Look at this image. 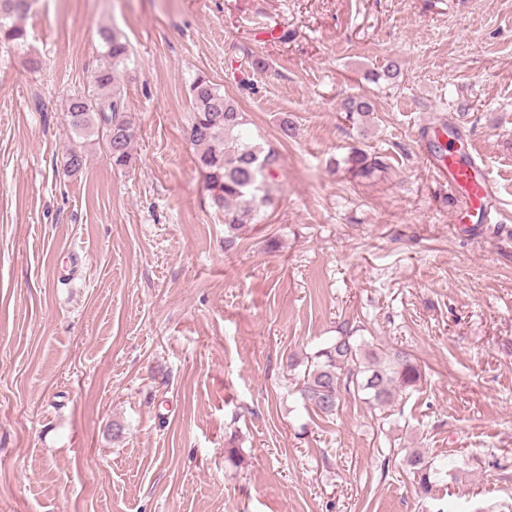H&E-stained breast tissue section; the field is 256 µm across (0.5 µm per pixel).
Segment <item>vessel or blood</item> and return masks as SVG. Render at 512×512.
<instances>
[{
	"instance_id": "b4317fda",
	"label": "vessel or blood",
	"mask_w": 512,
	"mask_h": 512,
	"mask_svg": "<svg viewBox=\"0 0 512 512\" xmlns=\"http://www.w3.org/2000/svg\"><path fill=\"white\" fill-rule=\"evenodd\" d=\"M443 161L435 163L433 170L437 179L447 184L449 194L456 205L454 223L475 213L490 216L496 210L497 184L486 171H478L472 159L459 156L453 146H445Z\"/></svg>"
}]
</instances>
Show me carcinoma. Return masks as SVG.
Returning <instances> with one entry per match:
<instances>
[{
	"instance_id": "cac0c4a2",
	"label": "carcinoma",
	"mask_w": 512,
	"mask_h": 512,
	"mask_svg": "<svg viewBox=\"0 0 512 512\" xmlns=\"http://www.w3.org/2000/svg\"><path fill=\"white\" fill-rule=\"evenodd\" d=\"M30 7L31 0H0V42L26 39V31L16 19ZM100 36L106 63L94 73L87 90L70 96L65 118L80 138L93 130L100 132L112 167L122 169L131 162L134 140L121 84L130 50L113 30H103ZM188 94V141L195 150L213 204L224 210V243L231 246L244 228L261 223L260 211L270 202V186L280 167L279 153L271 146L244 139L245 113L206 75L194 78ZM339 110L353 123L372 115L375 103L365 94L348 96L341 101ZM349 161V170L357 175L387 167L384 157H372L358 148L351 151ZM85 163V145L80 143L68 152L63 166L67 174L75 175ZM359 331V327L345 323L330 342L301 360H291V366L303 367L297 393L303 404L321 418L334 419L347 396L383 414L400 396L422 383L421 365L412 354L370 341ZM405 462L418 497H432L439 475L433 460L420 449L410 448Z\"/></svg>"
}]
</instances>
